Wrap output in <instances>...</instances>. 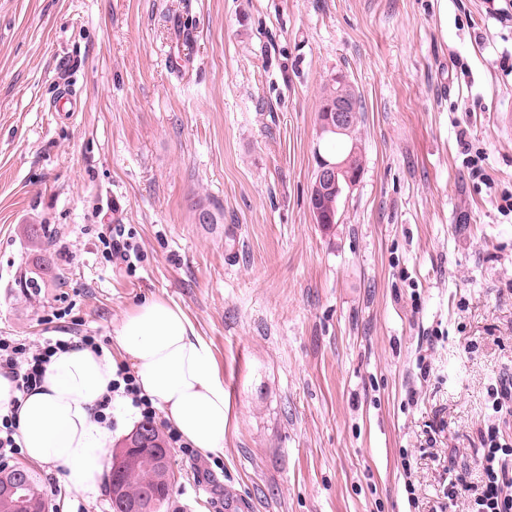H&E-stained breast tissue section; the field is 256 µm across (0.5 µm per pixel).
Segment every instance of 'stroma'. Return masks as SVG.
<instances>
[{
	"label": "stroma",
	"instance_id": "obj_1",
	"mask_svg": "<svg viewBox=\"0 0 512 512\" xmlns=\"http://www.w3.org/2000/svg\"><path fill=\"white\" fill-rule=\"evenodd\" d=\"M505 10L0 0V333L107 340L151 297L187 312L224 378V455L171 449L168 512H462L449 472L512 448V402L491 396L512 377ZM339 73L363 168L319 224L317 113ZM115 224L134 266L101 242Z\"/></svg>",
	"mask_w": 512,
	"mask_h": 512
}]
</instances>
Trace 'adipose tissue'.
I'll use <instances>...</instances> for the list:
<instances>
[{
    "mask_svg": "<svg viewBox=\"0 0 512 512\" xmlns=\"http://www.w3.org/2000/svg\"><path fill=\"white\" fill-rule=\"evenodd\" d=\"M111 351L54 354L40 388L19 393L0 374V405L19 400V443L33 465L61 469L76 492L95 495L113 443L112 429L92 409L119 366H130L142 393L183 441L208 457L224 454V379L208 344L185 310L161 298L144 300L115 325Z\"/></svg>",
    "mask_w": 512,
    "mask_h": 512,
    "instance_id": "adipose-tissue-1",
    "label": "adipose tissue"
}]
</instances>
